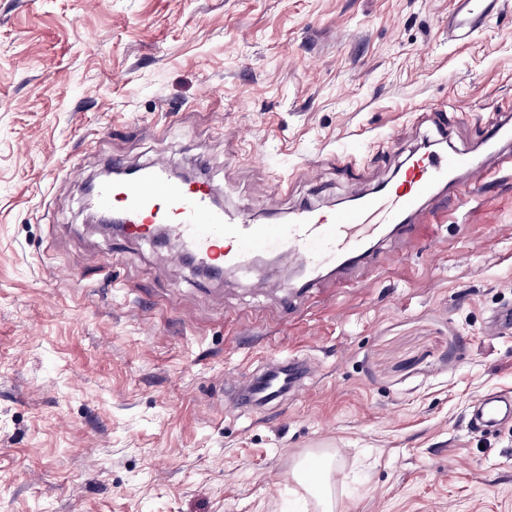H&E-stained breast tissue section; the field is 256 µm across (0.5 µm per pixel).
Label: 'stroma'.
Masks as SVG:
<instances>
[{"label":"stroma","instance_id":"35a3bbf8","mask_svg":"<svg viewBox=\"0 0 512 512\" xmlns=\"http://www.w3.org/2000/svg\"><path fill=\"white\" fill-rule=\"evenodd\" d=\"M450 0H0V512H319L296 470L335 457L336 512H512V170L351 285L221 280L102 233L103 162L201 168L258 220L396 179L448 115L478 149L512 102V7L469 46ZM356 158L357 172L342 167ZM286 191H278V183ZM307 360L255 413L233 384ZM470 422L483 431L512 424V396L509 393L498 395L484 394L474 403Z\"/></svg>","mask_w":512,"mask_h":512}]
</instances>
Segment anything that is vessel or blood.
Here are the masks:
<instances>
[{
  "label": "vessel or blood",
  "instance_id": "obj_1",
  "mask_svg": "<svg viewBox=\"0 0 512 512\" xmlns=\"http://www.w3.org/2000/svg\"><path fill=\"white\" fill-rule=\"evenodd\" d=\"M503 6L504 0H451L449 40L471 44ZM511 141L512 114L498 113L486 127L482 151L409 153L397 182L336 208L300 206L284 224L255 223L241 209L224 211L215 204L207 182L173 179L162 160L140 166L133 181L99 182L95 194L102 208L119 215L128 237L146 238L155 226H162L167 237L179 241L210 270L239 265L260 250L294 261L304 272L302 286H309L329 266L344 287L348 271L360 258L387 234L409 233L412 221L424 215L431 200L446 194L462 205L481 193L491 178L485 154L497 155L500 167L512 168V153L503 149ZM310 373L303 359L263 369L244 388L234 390L233 401L244 413L263 409L296 393ZM470 422L484 431L512 424V395L480 396Z\"/></svg>",
  "mask_w": 512,
  "mask_h": 512
}]
</instances>
